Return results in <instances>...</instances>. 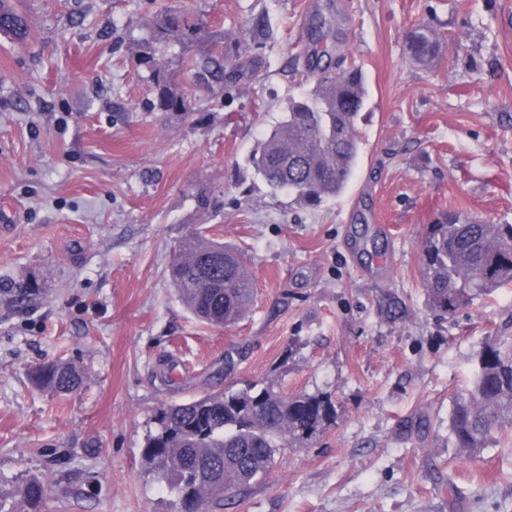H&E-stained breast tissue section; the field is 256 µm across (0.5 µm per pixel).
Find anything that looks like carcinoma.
Instances as JSON below:
<instances>
[{"label": "carcinoma", "instance_id": "cac0c4a2", "mask_svg": "<svg viewBox=\"0 0 512 512\" xmlns=\"http://www.w3.org/2000/svg\"><path fill=\"white\" fill-rule=\"evenodd\" d=\"M187 17L166 14L137 50L148 72L155 107L184 112L187 103L172 89L155 46L183 47L197 37ZM0 34L26 39L24 16L9 0H0ZM408 52L418 64L429 63L437 37L421 26L408 36ZM224 78V47L215 44L201 75ZM314 79L310 95L292 100L252 155V165L270 187L286 188L299 200L318 204L340 194L354 176L359 140L356 124L365 103L364 76L355 66L308 69ZM179 252L185 260L170 267L181 301L208 325L224 327L240 320L254 296L249 258L203 232L188 235ZM426 305L451 315L474 298L512 284V224L460 220L450 213L428 224L421 241ZM33 384L56 394L81 388L86 373L61 361L45 362L31 372ZM332 397L324 392L287 395L274 382L229 386L219 393L157 407L154 429L142 448L143 471L164 484L176 512H201L247 492L274 463L277 451L304 444L336 422ZM512 422V345L488 338L477 355L471 387L453 398L448 438L453 447L475 457L488 447L493 430ZM46 482L29 480L10 494L0 493V512H41Z\"/></svg>", "mask_w": 512, "mask_h": 512}]
</instances>
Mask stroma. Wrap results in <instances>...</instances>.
Returning <instances> with one entry per match:
<instances>
[{"mask_svg": "<svg viewBox=\"0 0 512 512\" xmlns=\"http://www.w3.org/2000/svg\"><path fill=\"white\" fill-rule=\"evenodd\" d=\"M15 2L30 35H0V491L37 478L43 512H174L141 466L155 409L272 380L331 393L336 422L208 512H512V425L475 458L448 439L480 346L512 342V285L440 316L420 258L442 214L512 224V0ZM318 10L367 99L353 180L308 207L249 157L313 86ZM168 11L201 26L156 51L185 112L158 111L134 61ZM422 24L441 40L425 66L406 44ZM220 36L224 77L200 80ZM195 231L249 257L254 303L233 326L197 320L170 283ZM58 359L83 389L31 383Z\"/></svg>", "mask_w": 512, "mask_h": 512, "instance_id": "stroma-1", "label": "stroma"}]
</instances>
